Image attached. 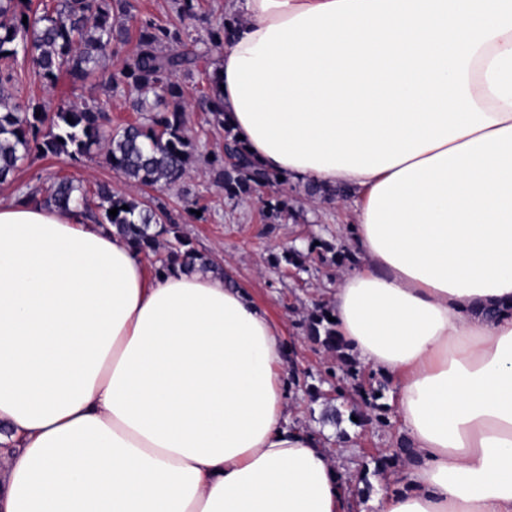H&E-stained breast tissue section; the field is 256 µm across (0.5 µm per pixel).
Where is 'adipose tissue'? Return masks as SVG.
<instances>
[{"label": "adipose tissue", "mask_w": 512, "mask_h": 512, "mask_svg": "<svg viewBox=\"0 0 512 512\" xmlns=\"http://www.w3.org/2000/svg\"><path fill=\"white\" fill-rule=\"evenodd\" d=\"M224 119L348 191L347 351L416 451L378 512H512V0H233ZM283 331L232 275L0 204V512H347L292 421Z\"/></svg>", "instance_id": "1"}]
</instances>
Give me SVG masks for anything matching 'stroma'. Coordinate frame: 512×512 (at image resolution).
<instances>
[{"label": "stroma", "instance_id": "35a3bbf8", "mask_svg": "<svg viewBox=\"0 0 512 512\" xmlns=\"http://www.w3.org/2000/svg\"><path fill=\"white\" fill-rule=\"evenodd\" d=\"M132 50V45L128 44L119 49L117 56L107 57L104 69L96 77L76 82L63 75L52 87L34 80L27 65L21 63L17 66L14 81L6 85L5 90L47 112L55 111L65 100H95L107 105L113 125L118 126L136 118L126 102V88L112 82L113 71ZM181 81L189 91L185 103L186 126L198 159V170L189 178L157 192L126 183L96 149L76 159L65 153L45 158L34 155L23 164L14 183L0 185V201L10 202L19 191L40 187L56 176L81 180L91 188L105 184L131 195L158 196L196 250L216 264L229 268L234 278L250 288L255 300L280 324L288 347L285 372L298 369L320 379L318 397H310L304 387L294 388L291 402L296 421L306 429L324 433V442L331 448L335 464L343 470L357 472L362 462L393 447L400 424L394 420L386 426L362 429L351 424L347 417L337 420L331 417L333 409L339 406L333 383L325 378V369L333 357L308 340L303 319L313 302H330L342 270L324 267L311 276L292 268L275 269L269 263L270 255L280 252L283 245L306 239L312 233L343 245L344 240L337 235L336 227L347 223L349 215L332 201L310 205L305 184L299 180L289 182L287 186L298 213L294 220L270 224L262 217L259 198L246 202L227 199L206 164L211 154L221 151L223 138L207 124L206 114L196 106L200 77L185 75ZM196 207L201 210L197 219L189 214L190 209ZM341 432L347 434V441H338L337 435Z\"/></svg>", "mask_w": 512, "mask_h": 512}]
</instances>
